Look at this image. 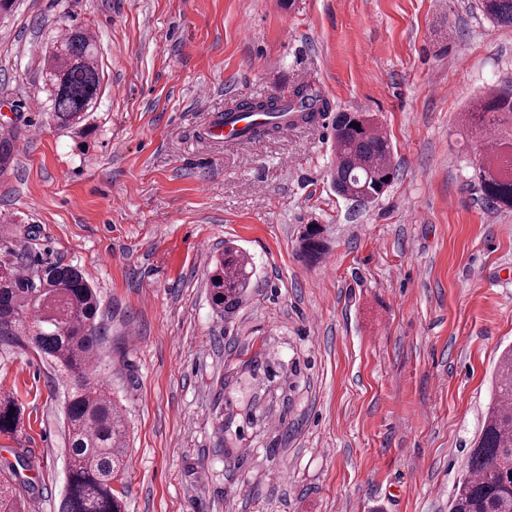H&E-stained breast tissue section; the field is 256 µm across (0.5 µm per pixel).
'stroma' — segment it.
<instances>
[{
    "mask_svg": "<svg viewBox=\"0 0 512 512\" xmlns=\"http://www.w3.org/2000/svg\"><path fill=\"white\" fill-rule=\"evenodd\" d=\"M91 30L103 71L81 131L48 110L45 46ZM316 84L374 115L396 176L359 204L330 187L331 122L227 150L235 101ZM512 86V27L479 0H16L0 16V249L79 266L108 339L97 368L128 428L127 512H449L512 347V210L470 184V103ZM326 250L303 259L306 225ZM234 240L256 283L214 312ZM0 343L27 450V506L58 512L63 391Z\"/></svg>",
    "mask_w": 512,
    "mask_h": 512,
    "instance_id": "obj_1",
    "label": "stroma"
}]
</instances>
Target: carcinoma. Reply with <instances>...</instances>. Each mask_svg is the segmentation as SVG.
<instances>
[{
    "mask_svg": "<svg viewBox=\"0 0 512 512\" xmlns=\"http://www.w3.org/2000/svg\"><path fill=\"white\" fill-rule=\"evenodd\" d=\"M481 9L498 26H512V0H481ZM51 112L64 129L84 126L101 87L97 46L90 32L68 25L53 40L45 70ZM330 102L311 83L290 90L288 101L271 99L265 135L282 128V117L301 113L305 123L327 112ZM360 124L354 128L350 123ZM466 127L483 137L496 133L501 150L489 154L474 168L475 187L483 203L512 208V88L495 89L465 112ZM335 164L330 178L336 193L347 199L369 201L381 196L395 178L393 146L372 119L358 112H338L333 126ZM322 250V230L307 226L299 253L316 260ZM255 272L246 251L224 243L208 275L207 288L215 310L232 315L254 287ZM47 296L60 298L63 325L42 324L30 314ZM100 297L82 270L62 262H38L26 249L0 256V341L18 342L50 361L68 385L64 413L67 424V484L61 512H124L123 497L112 487L123 480L127 466V433L112 396L96 377L106 337ZM18 426L15 401L0 396V432ZM33 467L27 453L0 469V512H23L19 489L24 472ZM450 512H512V350L500 360L494 382L493 405L488 411L466 470L459 480Z\"/></svg>",
    "mask_w": 512,
    "mask_h": 512,
    "instance_id": "1",
    "label": "carcinoma"
}]
</instances>
